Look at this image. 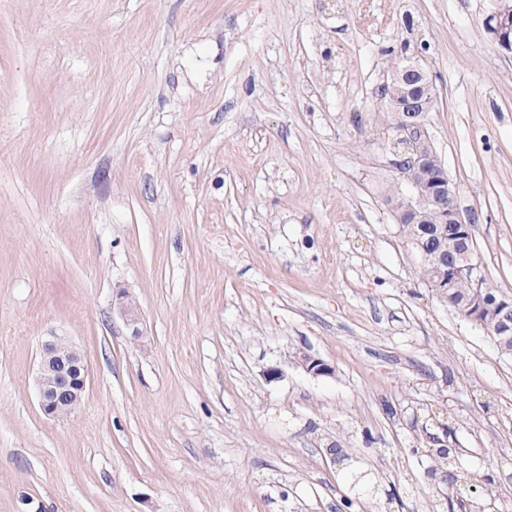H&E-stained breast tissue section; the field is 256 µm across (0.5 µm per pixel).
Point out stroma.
Wrapping results in <instances>:
<instances>
[{
    "label": "stroma",
    "instance_id": "stroma-1",
    "mask_svg": "<svg viewBox=\"0 0 512 512\" xmlns=\"http://www.w3.org/2000/svg\"><path fill=\"white\" fill-rule=\"evenodd\" d=\"M492 7L0 0V512H449L434 436L512 512V357L419 278L375 103L386 49L427 40L428 129L512 297ZM54 332L89 366L61 421ZM87 382V363L65 336H50L42 343L35 386L46 417H70L83 400Z\"/></svg>",
    "mask_w": 512,
    "mask_h": 512
}]
</instances>
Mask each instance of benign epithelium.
I'll return each instance as SVG.
<instances>
[{"label":"benign epithelium","mask_w":512,"mask_h":512,"mask_svg":"<svg viewBox=\"0 0 512 512\" xmlns=\"http://www.w3.org/2000/svg\"><path fill=\"white\" fill-rule=\"evenodd\" d=\"M485 27L496 40L501 50L512 54V0H496L494 9L485 19ZM426 68L420 58L409 61L394 71L391 78H383L378 90L390 93L393 82L412 81L420 83ZM396 112L399 122L395 135L390 138L388 164L396 181L405 186L406 206L398 211L397 220L406 223L415 215L429 208L436 209L447 223L448 234H440L438 244L429 245L428 257L437 265L448 270V280L433 285L441 294L459 278L480 281L483 279L481 257L477 251L471 222L454 205L455 187L447 176H429L427 162L436 156L431 136L420 121L424 108L420 99L405 93L396 98ZM121 315L132 327V336H141L138 324L140 315L133 299L126 293L120 294ZM500 330L506 334L512 331V298L500 296L498 301ZM306 371L313 375H328L330 367L322 360L307 354L301 358ZM88 367L84 357L64 336H52L41 345L38 371L35 376L38 404L41 412L52 419H66L80 406L86 392Z\"/></svg>","instance_id":"7a95c632"}]
</instances>
